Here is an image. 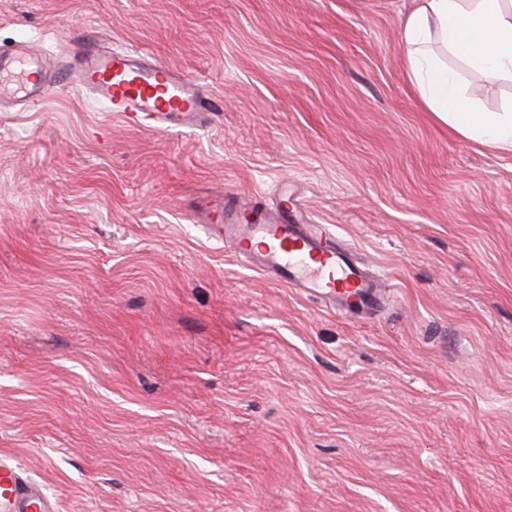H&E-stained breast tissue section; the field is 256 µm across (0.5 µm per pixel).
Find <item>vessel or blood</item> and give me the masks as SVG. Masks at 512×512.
Here are the masks:
<instances>
[{
  "label": "vessel or blood",
  "instance_id": "1",
  "mask_svg": "<svg viewBox=\"0 0 512 512\" xmlns=\"http://www.w3.org/2000/svg\"><path fill=\"white\" fill-rule=\"evenodd\" d=\"M91 92L126 122L184 126L213 106L199 82L141 53L112 49L92 37L57 70L47 69L28 41L0 48V102L29 106L59 85ZM298 202L281 194L277 209L226 199L202 204L196 219L250 269L325 303L339 314L376 309L384 281L321 224H301L288 212ZM43 486L10 455L0 456V512H54Z\"/></svg>",
  "mask_w": 512,
  "mask_h": 512
}]
</instances>
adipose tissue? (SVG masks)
I'll return each instance as SVG.
<instances>
[{
  "label": "adipose tissue",
  "instance_id": "obj_1",
  "mask_svg": "<svg viewBox=\"0 0 512 512\" xmlns=\"http://www.w3.org/2000/svg\"><path fill=\"white\" fill-rule=\"evenodd\" d=\"M401 25L408 79L425 108L477 144L512 151V111L480 112L437 48L479 73L512 78V0H414Z\"/></svg>",
  "mask_w": 512,
  "mask_h": 512
}]
</instances>
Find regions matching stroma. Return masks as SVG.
Returning <instances> with one entry per match:
<instances>
[{
  "mask_svg": "<svg viewBox=\"0 0 512 512\" xmlns=\"http://www.w3.org/2000/svg\"><path fill=\"white\" fill-rule=\"evenodd\" d=\"M413 0H0L210 90L141 129L60 86L0 105V454L56 512H512V152L420 104ZM484 112L512 80L445 54ZM298 191L389 285L342 316L241 265L203 196Z\"/></svg>",
  "mask_w": 512,
  "mask_h": 512,
  "instance_id": "stroma-1",
  "label": "stroma"
}]
</instances>
